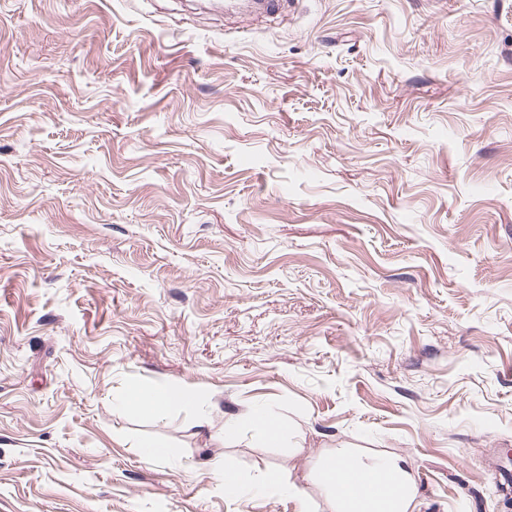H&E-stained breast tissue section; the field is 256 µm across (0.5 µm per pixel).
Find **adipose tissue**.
<instances>
[{"label": "adipose tissue", "mask_w": 512, "mask_h": 512, "mask_svg": "<svg viewBox=\"0 0 512 512\" xmlns=\"http://www.w3.org/2000/svg\"><path fill=\"white\" fill-rule=\"evenodd\" d=\"M317 476L332 493L328 512H416L415 481L406 461L376 456L355 460L344 452L327 458Z\"/></svg>", "instance_id": "adipose-tissue-1"}]
</instances>
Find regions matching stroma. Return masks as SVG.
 <instances>
[{"label": "stroma", "instance_id": "obj_1", "mask_svg": "<svg viewBox=\"0 0 512 512\" xmlns=\"http://www.w3.org/2000/svg\"><path fill=\"white\" fill-rule=\"evenodd\" d=\"M338 448L512 512V0H0V512H297Z\"/></svg>", "mask_w": 512, "mask_h": 512}]
</instances>
